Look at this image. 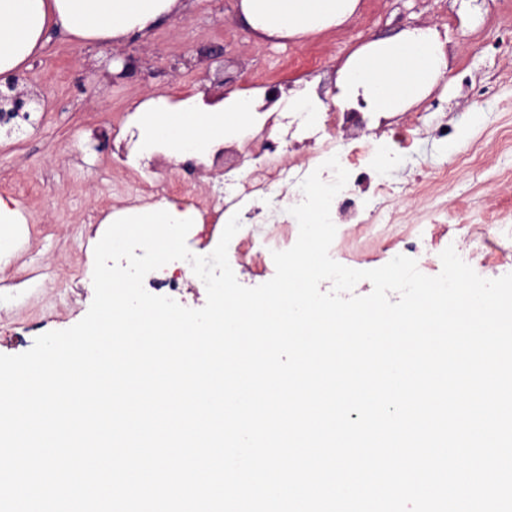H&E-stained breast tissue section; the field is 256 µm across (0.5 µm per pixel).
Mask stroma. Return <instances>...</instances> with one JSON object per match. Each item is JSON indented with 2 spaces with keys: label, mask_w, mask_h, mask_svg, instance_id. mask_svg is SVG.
I'll return each mask as SVG.
<instances>
[{
  "label": "stroma",
  "mask_w": 512,
  "mask_h": 512,
  "mask_svg": "<svg viewBox=\"0 0 512 512\" xmlns=\"http://www.w3.org/2000/svg\"><path fill=\"white\" fill-rule=\"evenodd\" d=\"M237 0H185L186 8L144 39L89 45L52 37L21 76V90L37 91L46 105L42 125L23 140L0 144V200L28 213L21 242L0 253V354L29 350L47 332L64 330L88 312L93 291L68 295V281H91L94 248L105 233L108 210L99 208V186L112 181L130 189L134 178L112 148L97 150L86 128L102 113L108 138L117 122L150 97L178 101L195 92L207 102L228 90L270 86L288 91L311 84L319 110L333 105L337 71L368 41L414 26L446 33V78L405 114L430 113L416 157L392 167L416 208L414 168L449 172L448 209L461 223L387 224L381 233L352 229L336 246L338 263L358 270L381 267L412 254L428 276L442 269L441 252L480 247L475 272L486 279L512 273V223H488L489 214L512 209V51L494 49L496 35L512 34V0H360L356 16L335 29L300 40L259 41L236 18ZM130 59L110 79L111 59ZM447 121L439 140L435 121ZM228 260L237 280L254 287L275 274L272 257L256 256L232 238Z\"/></svg>",
  "instance_id": "35a3bbf8"
}]
</instances>
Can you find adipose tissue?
<instances>
[{
  "label": "adipose tissue",
  "instance_id": "obj_1",
  "mask_svg": "<svg viewBox=\"0 0 512 512\" xmlns=\"http://www.w3.org/2000/svg\"><path fill=\"white\" fill-rule=\"evenodd\" d=\"M358 5L359 0H239L237 18L261 38L285 39L345 23ZM183 8V0H0V82L29 68L53 34L89 43L124 41L147 36ZM445 70L439 32L410 27L348 55L338 72L336 105L400 112L424 99ZM262 105V96L252 91L232 92L215 106L205 105L199 93L174 104L163 96L152 98L141 106V141L147 149L162 142L175 160H202L244 128Z\"/></svg>",
  "mask_w": 512,
  "mask_h": 512
}]
</instances>
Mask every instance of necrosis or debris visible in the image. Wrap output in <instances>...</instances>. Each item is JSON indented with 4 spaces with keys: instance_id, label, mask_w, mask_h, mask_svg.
<instances>
[{
    "instance_id": "1",
    "label": "necrosis or debris",
    "mask_w": 512,
    "mask_h": 512,
    "mask_svg": "<svg viewBox=\"0 0 512 512\" xmlns=\"http://www.w3.org/2000/svg\"><path fill=\"white\" fill-rule=\"evenodd\" d=\"M385 127L392 130L401 148H411L418 138V123L402 122L395 115L375 112L326 113L319 119H308L296 112H260L254 124L243 134V141L261 140L259 157L249 158L246 171L224 170L217 187L208 197H199L194 185L200 169L198 159L180 162L179 176L163 187L173 193L187 195L196 216L203 223L217 224L232 215L240 219L257 218L248 229L246 239L257 254L288 249L296 240L295 225L289 209L302 202L301 181L313 170H320L324 181H332L334 173L323 163L338 157L349 173L346 186L336 196V210L331 218L336 224H402L407 216L400 211V191L384 174H377L371 191H364L365 173L359 172L360 160L376 155L375 140L358 135L360 127ZM127 150L125 167L137 174L138 184L132 192L115 193L112 186L100 188L99 199L109 210L125 217L148 212L158 198L156 180L138 148V124L130 122L125 129Z\"/></svg>"
}]
</instances>
